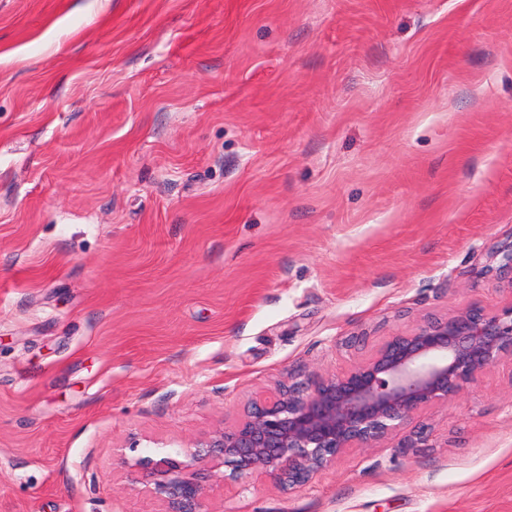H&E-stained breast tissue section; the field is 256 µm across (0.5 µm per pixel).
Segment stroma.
I'll use <instances>...</instances> for the list:
<instances>
[{"label": "stroma", "instance_id": "stroma-1", "mask_svg": "<svg viewBox=\"0 0 512 512\" xmlns=\"http://www.w3.org/2000/svg\"><path fill=\"white\" fill-rule=\"evenodd\" d=\"M510 244L512 0H0V512H158L118 457L511 310ZM420 419L209 505L512 512V353Z\"/></svg>", "mask_w": 512, "mask_h": 512}]
</instances>
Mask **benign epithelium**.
Masks as SVG:
<instances>
[{"label":"benign epithelium","instance_id":"1","mask_svg":"<svg viewBox=\"0 0 512 512\" xmlns=\"http://www.w3.org/2000/svg\"><path fill=\"white\" fill-rule=\"evenodd\" d=\"M507 351L512 309L505 317L471 310L432 319L342 374L280 385L249 401L234 425L197 441L183 460L147 458L135 466L160 512H215L207 483L222 467L231 479L257 474L301 487L346 449L372 448L401 427L409 434L397 449L413 454L427 438L421 412Z\"/></svg>","mask_w":512,"mask_h":512}]
</instances>
